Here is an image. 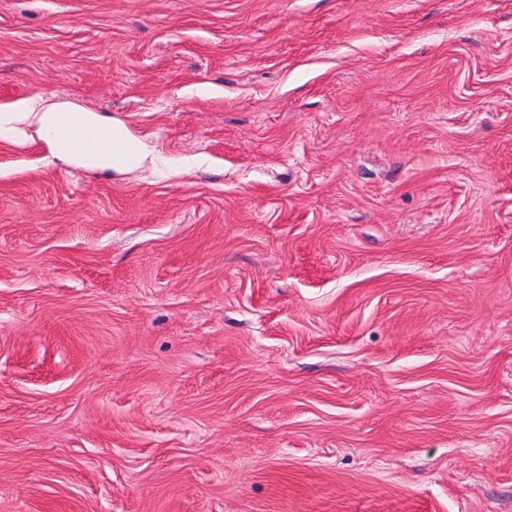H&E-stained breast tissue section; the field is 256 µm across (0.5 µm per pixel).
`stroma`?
Segmentation results:
<instances>
[{
	"mask_svg": "<svg viewBox=\"0 0 512 512\" xmlns=\"http://www.w3.org/2000/svg\"><path fill=\"white\" fill-rule=\"evenodd\" d=\"M0 512H512V0H0ZM66 113H70L68 108L36 102L29 103L22 112L0 111V139L14 124L26 122L36 128L39 138L60 160L75 163L95 174L138 168L147 160L146 149L129 136L123 125L114 124L112 120H106L92 112L83 113L81 119L93 131V135L83 140L70 139L84 136L78 122H71L61 130L69 139L60 138L57 127ZM105 141H114L123 147L122 162L115 160Z\"/></svg>",
	"mask_w": 512,
	"mask_h": 512,
	"instance_id": "1",
	"label": "stroma"
}]
</instances>
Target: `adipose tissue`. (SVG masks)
<instances>
[{
    "mask_svg": "<svg viewBox=\"0 0 512 512\" xmlns=\"http://www.w3.org/2000/svg\"><path fill=\"white\" fill-rule=\"evenodd\" d=\"M66 114L65 107L58 105L28 104L20 112L0 111V138L14 124L33 125L39 138L62 161L74 163L91 173L123 171L141 167L147 157L146 149L133 140L125 127L106 120L91 112L81 119L91 134L85 139H63L57 127Z\"/></svg>",
    "mask_w": 512,
    "mask_h": 512,
    "instance_id": "1",
    "label": "adipose tissue"
}]
</instances>
